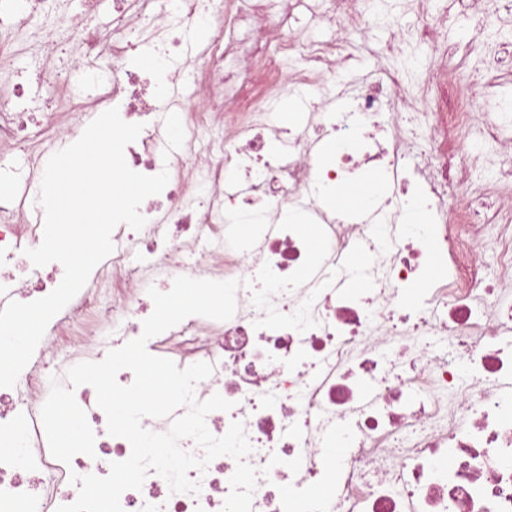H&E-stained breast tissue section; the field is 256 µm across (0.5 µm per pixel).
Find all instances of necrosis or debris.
<instances>
[{
	"label": "necrosis or debris",
	"instance_id": "obj_1",
	"mask_svg": "<svg viewBox=\"0 0 512 512\" xmlns=\"http://www.w3.org/2000/svg\"><path fill=\"white\" fill-rule=\"evenodd\" d=\"M45 2L0 0V175L11 177L18 197L0 208V267L43 241L27 198L43 177L39 147L48 131L72 135L82 113L118 108L125 122L143 126L124 150L127 165L145 175L169 172L159 200L140 206L145 226L116 227L111 256L51 334L73 358L98 362L141 334L152 304L147 287L159 275L242 281L233 318L187 317L149 348L181 369L213 365L195 395L218 394L233 407L210 412L208 430L220 437L242 422L252 446L246 462L270 471L257 482L252 512H512V114L442 100L417 108L412 129L399 110L406 101L399 72L337 80L352 58L348 26L364 23L365 0H122L110 24L82 21L70 30L110 79L80 101L60 72L41 64L36 79L46 95L31 109L45 124L33 131L17 108L25 88L3 76L16 66L17 18L35 19ZM416 2L415 25L398 29L390 48L435 40L447 23L431 0ZM202 10L212 31L194 53L179 46L172 27ZM302 12L334 39L295 28ZM136 24L158 59H180L163 82L145 81L135 62L127 32ZM286 55L313 66L281 74ZM185 81L203 103L169 99ZM294 92L308 93V110L284 131L265 114ZM164 105L185 132L181 150L166 158L156 118ZM312 127L350 151L323 159ZM376 170L393 184L394 199L369 213L325 203L350 174ZM255 201L254 232L233 236L231 217ZM292 208L325 229L329 251L311 283L272 302L290 314L313 298L316 325L302 333L258 329L263 313L245 281L266 263L290 275L305 258L301 239L279 228ZM359 243L375 257V286L352 301L338 295L347 281L339 267ZM50 387L36 366L21 385L0 391V512H56L78 497L73 476H106L131 454L126 439L112 437L94 455L56 459L40 413ZM274 454L282 463L272 467ZM295 458L294 473L287 463ZM235 469L222 455L206 472L190 471L200 483L195 494L171 492L152 472L121 505L222 512Z\"/></svg>",
	"mask_w": 512,
	"mask_h": 512
}]
</instances>
